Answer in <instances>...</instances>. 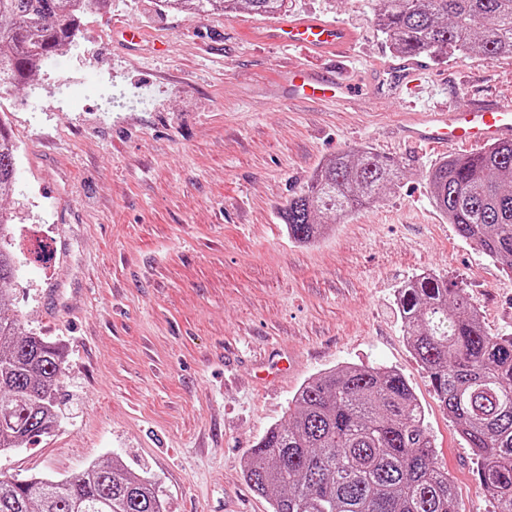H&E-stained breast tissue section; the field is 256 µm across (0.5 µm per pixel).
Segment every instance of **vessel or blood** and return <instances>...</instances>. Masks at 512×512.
Masks as SVG:
<instances>
[{
  "instance_id": "obj_1",
  "label": "vessel or blood",
  "mask_w": 512,
  "mask_h": 512,
  "mask_svg": "<svg viewBox=\"0 0 512 512\" xmlns=\"http://www.w3.org/2000/svg\"><path fill=\"white\" fill-rule=\"evenodd\" d=\"M261 40L344 57L350 54L355 33L341 23L319 19H288L264 26ZM389 86L399 92L418 81L423 67L420 61L403 58L388 64ZM347 85L335 76L315 70L298 69L288 74V95L293 99L328 101L349 94ZM408 140L438 144L487 146L512 140V104H472L464 108L421 112L403 129Z\"/></svg>"
}]
</instances>
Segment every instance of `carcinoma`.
<instances>
[{"mask_svg": "<svg viewBox=\"0 0 512 512\" xmlns=\"http://www.w3.org/2000/svg\"><path fill=\"white\" fill-rule=\"evenodd\" d=\"M0 0V95L30 78L79 32L92 3ZM161 9L205 16L245 5L268 19L286 0H159ZM379 31L407 56L512 55V0H373ZM17 147L0 124V198L16 184ZM398 166L368 150L322 165L281 213L305 243L334 220L376 202ZM436 207L460 236L512 271V142L450 157L427 175ZM13 256L0 247V453L49 433L56 422L60 348L23 336L6 289ZM415 359L478 460L480 487L512 512V336L485 332L476 305L448 278L420 274L397 293ZM251 489H278L272 512H457L455 488L434 455L426 412L391 368L350 366L304 383L287 423L267 430L243 464ZM0 512H163L158 490L117 463L94 464L73 481L0 473Z\"/></svg>", "mask_w": 512, "mask_h": 512, "instance_id": "carcinoma-1", "label": "carcinoma"}]
</instances>
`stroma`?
<instances>
[{"instance_id":"stroma-1","label":"stroma","mask_w":512,"mask_h":512,"mask_svg":"<svg viewBox=\"0 0 512 512\" xmlns=\"http://www.w3.org/2000/svg\"><path fill=\"white\" fill-rule=\"evenodd\" d=\"M287 17L358 34L341 105L288 98L293 67L323 55L257 38L256 16L165 13L157 0L93 5L75 41L0 97L18 184L0 201L17 262L21 334L63 351L54 427L0 455V473L72 480L116 462L158 489L164 512H271L242 463L308 379L344 366L399 371L426 409L460 512H495L478 461L414 358L398 289L455 281L493 336L512 332V274L459 237L427 172L454 146L406 140L409 112L512 103V55L429 56L409 96L387 93L398 55L372 0H288ZM139 24L130 49L115 27ZM171 45L166 55L152 44ZM366 149L400 168L382 198L315 242L280 212L329 159Z\"/></svg>"}]
</instances>
